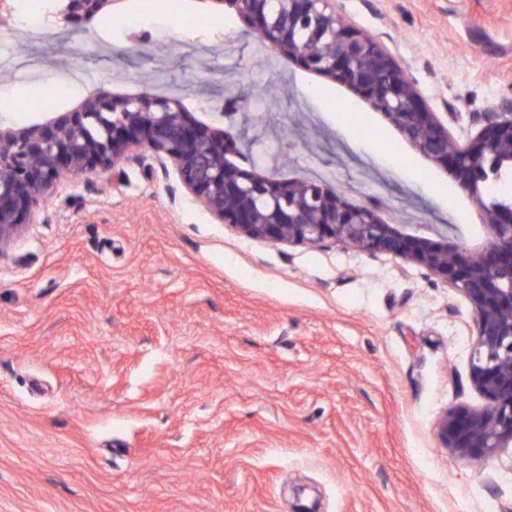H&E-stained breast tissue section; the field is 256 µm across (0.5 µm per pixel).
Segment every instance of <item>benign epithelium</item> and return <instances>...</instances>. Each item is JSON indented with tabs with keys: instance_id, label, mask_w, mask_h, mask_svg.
<instances>
[{
	"instance_id": "1",
	"label": "benign epithelium",
	"mask_w": 512,
	"mask_h": 512,
	"mask_svg": "<svg viewBox=\"0 0 512 512\" xmlns=\"http://www.w3.org/2000/svg\"><path fill=\"white\" fill-rule=\"evenodd\" d=\"M259 42L278 57L364 97L409 146L444 169L468 195L482 227L469 246L421 224H393L377 201L355 205L313 179H277L234 161L238 134L193 115L182 98L138 93L88 95L68 112L47 113L22 127L0 117V255L18 236L37 201L71 173L106 168L147 147L170 165L181 186L219 224L273 245L340 243L390 254L444 280L471 305L475 341L470 382L480 407L445 411L442 447L482 465L512 447V203H489L491 186L512 172V104L485 113L461 144L426 103L406 66L373 35L355 28L336 0H225ZM122 0H64L57 14L70 29Z\"/></svg>"
}]
</instances>
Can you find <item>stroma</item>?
Here are the masks:
<instances>
[{"instance_id": "obj_1", "label": "stroma", "mask_w": 512, "mask_h": 512, "mask_svg": "<svg viewBox=\"0 0 512 512\" xmlns=\"http://www.w3.org/2000/svg\"><path fill=\"white\" fill-rule=\"evenodd\" d=\"M177 2L71 35L0 25L14 125L91 93H178L269 171L285 149L292 176L479 239L468 196L361 95L281 63L217 0ZM341 7L456 140L512 100V0ZM473 327L419 265L215 223L150 150L69 175L0 258V512H512V447L468 465L435 435L484 403Z\"/></svg>"}]
</instances>
